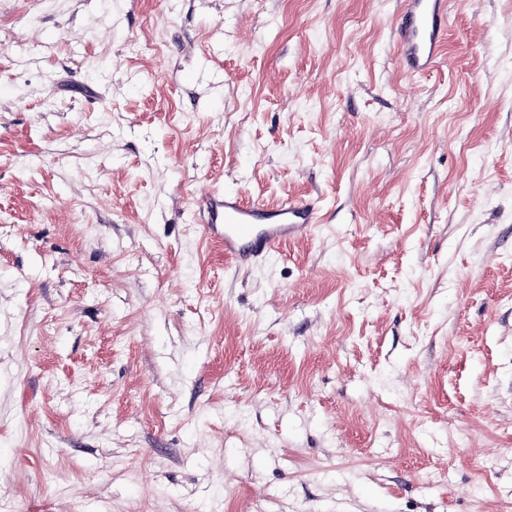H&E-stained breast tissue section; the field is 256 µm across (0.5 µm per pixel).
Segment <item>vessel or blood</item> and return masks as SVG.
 <instances>
[{"label":"vessel or blood","instance_id":"obj_1","mask_svg":"<svg viewBox=\"0 0 512 512\" xmlns=\"http://www.w3.org/2000/svg\"><path fill=\"white\" fill-rule=\"evenodd\" d=\"M447 30L448 0H401L395 45L407 76L438 63ZM197 203L207 223L221 225L224 255L240 267L269 258L277 246L309 235L320 221L317 208L306 201L266 208L234 193L208 191Z\"/></svg>","mask_w":512,"mask_h":512}]
</instances>
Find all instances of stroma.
I'll list each match as a JSON object with an SVG mask.
<instances>
[{
	"instance_id": "1",
	"label": "stroma",
	"mask_w": 512,
	"mask_h": 512,
	"mask_svg": "<svg viewBox=\"0 0 512 512\" xmlns=\"http://www.w3.org/2000/svg\"><path fill=\"white\" fill-rule=\"evenodd\" d=\"M0 0V512L512 501V0ZM322 218L239 270L204 189ZM447 0H401L396 51L409 77L427 72L440 60L448 30Z\"/></svg>"
}]
</instances>
